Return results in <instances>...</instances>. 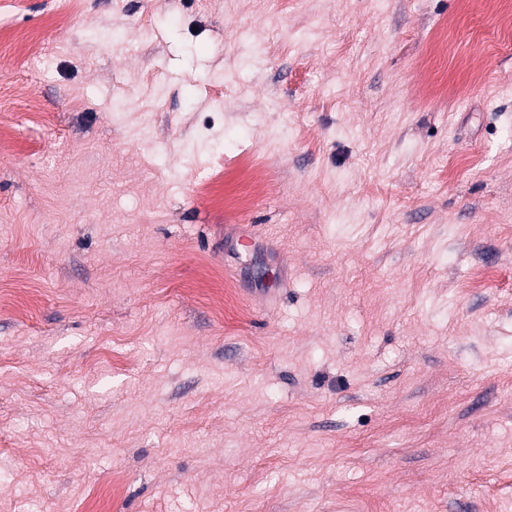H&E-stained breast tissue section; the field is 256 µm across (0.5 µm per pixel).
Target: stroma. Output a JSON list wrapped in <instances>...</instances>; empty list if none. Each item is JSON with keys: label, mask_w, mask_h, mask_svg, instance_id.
Instances as JSON below:
<instances>
[{"label": "stroma", "mask_w": 512, "mask_h": 512, "mask_svg": "<svg viewBox=\"0 0 512 512\" xmlns=\"http://www.w3.org/2000/svg\"><path fill=\"white\" fill-rule=\"evenodd\" d=\"M507 9L0 7V512H512Z\"/></svg>", "instance_id": "1"}]
</instances>
